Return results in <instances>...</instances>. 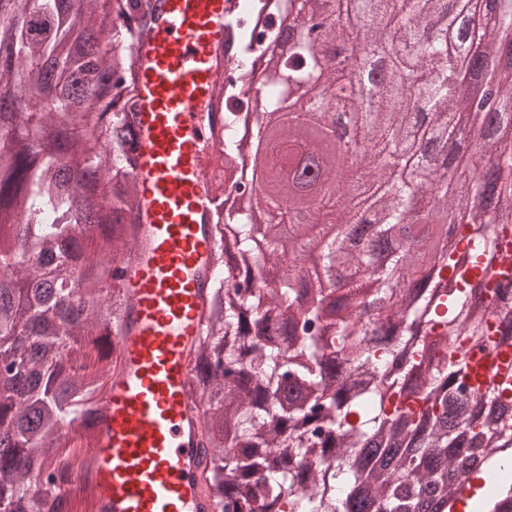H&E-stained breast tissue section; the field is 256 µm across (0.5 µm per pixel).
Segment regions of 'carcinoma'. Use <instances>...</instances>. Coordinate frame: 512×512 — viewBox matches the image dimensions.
I'll return each instance as SVG.
<instances>
[{
  "mask_svg": "<svg viewBox=\"0 0 512 512\" xmlns=\"http://www.w3.org/2000/svg\"><path fill=\"white\" fill-rule=\"evenodd\" d=\"M323 2L240 0L230 43L234 76L224 99V160L212 216L216 279L205 339L193 352L192 394L199 423L201 486L221 512H457L461 488L484 485L464 512H501L492 476L512 468V372L482 391L469 386L467 360L512 348V277L492 273L512 232V0H495L498 21L480 20L481 0H355L367 32L390 44L393 79L371 108L353 113L377 156L383 184L373 202L349 206L344 164L312 151L333 188L295 193L270 168L274 196L313 214L284 241L256 250L260 201L243 192L225 208L223 180L244 177L240 128L270 129L279 146L326 126L314 92L334 82L319 46L355 43L344 24L319 22L288 55L279 20ZM0 0V512H72L63 486L92 448L77 415L93 418L112 383L116 311L127 303L118 265L139 242L135 124L125 118L139 91L142 37L158 0ZM267 60L268 97L241 96ZM487 59L485 96H458L453 78ZM420 75L417 95L405 82ZM464 229L429 272L433 212ZM331 216L345 231L328 236ZM374 221V237L397 253L386 268L357 252L348 230ZM99 230L98 252L84 227ZM305 253H319L343 291L341 317L322 333L294 285L314 289ZM39 264L28 282L22 259ZM378 310L369 325L347 310L366 279ZM296 309L300 335L281 348L266 329ZM375 443L384 458L365 453Z\"/></svg>",
  "mask_w": 512,
  "mask_h": 512,
  "instance_id": "carcinoma-1",
  "label": "carcinoma"
}]
</instances>
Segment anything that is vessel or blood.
<instances>
[{
  "instance_id": "obj_1",
  "label": "vessel or blood",
  "mask_w": 512,
  "mask_h": 512,
  "mask_svg": "<svg viewBox=\"0 0 512 512\" xmlns=\"http://www.w3.org/2000/svg\"><path fill=\"white\" fill-rule=\"evenodd\" d=\"M232 0H162L143 37L140 161L143 238L122 274L119 359L96 425L86 433L92 469L65 490L96 512H215L201 490L203 450L192 426L191 352L205 330L214 283L209 218L213 160L224 132L217 90L232 62L224 33ZM500 360L475 355L471 382L485 386Z\"/></svg>"
}]
</instances>
